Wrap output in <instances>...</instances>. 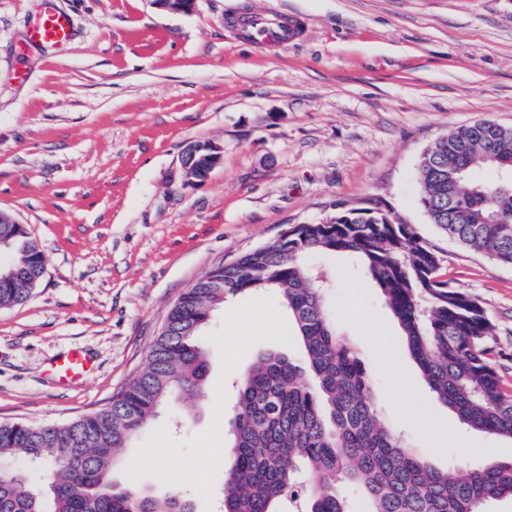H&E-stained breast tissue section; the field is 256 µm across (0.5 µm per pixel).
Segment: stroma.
Listing matches in <instances>:
<instances>
[{
	"label": "stroma",
	"instance_id": "obj_1",
	"mask_svg": "<svg viewBox=\"0 0 512 512\" xmlns=\"http://www.w3.org/2000/svg\"><path fill=\"white\" fill-rule=\"evenodd\" d=\"M64 47L31 45L37 0H0V212L23 224L44 273L0 307V422L63 423L105 407L147 363L180 294L216 266L376 204L433 246L438 273L475 295L495 326L512 388V267L429 224L417 165L442 136L491 118L512 126V0H57ZM246 10L304 20L288 46L257 49L229 26ZM223 146L207 181H185L192 142ZM331 309L360 350L382 415L437 469L512 457V441L462 426L432 397L375 286L343 256ZM262 317H255V310ZM210 363L192 411L167 404L115 467L117 487L179 486L217 512L240 377L268 350L300 358L272 292L226 299L203 336ZM91 370L51 371L72 349Z\"/></svg>",
	"mask_w": 512,
	"mask_h": 512
}]
</instances>
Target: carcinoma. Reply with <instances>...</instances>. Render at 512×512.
<instances>
[{
    "label": "carcinoma",
    "mask_w": 512,
    "mask_h": 512,
    "mask_svg": "<svg viewBox=\"0 0 512 512\" xmlns=\"http://www.w3.org/2000/svg\"><path fill=\"white\" fill-rule=\"evenodd\" d=\"M419 205L458 244L512 267V127L482 119L434 142L419 162ZM12 257L0 268V306L26 302L44 272L38 244L0 219ZM311 254L349 257L379 289L403 345L435 399L469 428L512 440V390L493 362L495 326L471 293L438 275L439 257L382 208L341 209L217 266L181 293L141 373L106 407L65 424L0 423V512H194L118 489L121 450L172 399L193 404L209 365L202 336L232 296L273 291L303 348L296 362L262 354L240 380L230 421L222 512H485L512 499V458L461 464L453 474L415 455L382 418L372 379L329 313L331 278ZM52 465L34 486L16 460Z\"/></svg>",
    "instance_id": "1"
}]
</instances>
